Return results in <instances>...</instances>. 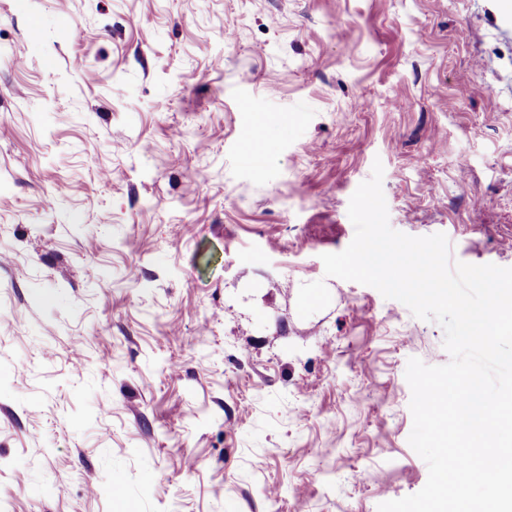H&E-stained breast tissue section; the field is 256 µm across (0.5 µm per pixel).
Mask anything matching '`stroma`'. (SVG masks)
<instances>
[{"label": "stroma", "mask_w": 512, "mask_h": 512, "mask_svg": "<svg viewBox=\"0 0 512 512\" xmlns=\"http://www.w3.org/2000/svg\"><path fill=\"white\" fill-rule=\"evenodd\" d=\"M377 160L394 230L512 267V0H0V512L420 491L444 331L321 260Z\"/></svg>", "instance_id": "35a3bbf8"}]
</instances>
